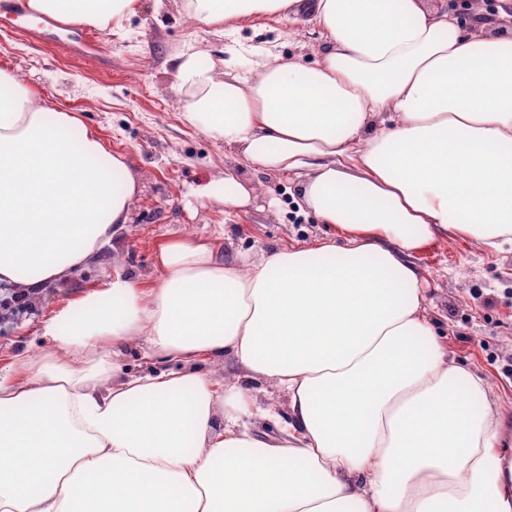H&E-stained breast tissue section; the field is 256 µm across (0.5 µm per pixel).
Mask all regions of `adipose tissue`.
<instances>
[{"instance_id": "1", "label": "adipose tissue", "mask_w": 512, "mask_h": 512, "mask_svg": "<svg viewBox=\"0 0 512 512\" xmlns=\"http://www.w3.org/2000/svg\"><path fill=\"white\" fill-rule=\"evenodd\" d=\"M301 0H183L195 22L293 19ZM108 27L139 0H31ZM425 0H316L317 58L175 57L189 124L299 179L336 230L259 261L162 244L151 287L113 272L44 319L0 373V512H512L488 385L427 316L413 257L451 235L512 241V35ZM140 185L99 128L0 70V285L63 282L131 222ZM139 343L163 369L119 379ZM233 359L241 377L217 373ZM288 428L242 430L241 378ZM250 389L256 405L262 410H271L272 416H263L262 412L246 420L251 432L268 439L277 437L288 426V400L275 386L261 381H251L245 384Z\"/></svg>"}]
</instances>
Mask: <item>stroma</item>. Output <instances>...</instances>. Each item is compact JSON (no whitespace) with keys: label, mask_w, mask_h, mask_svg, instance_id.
Masks as SVG:
<instances>
[{"label":"stroma","mask_w":512,"mask_h":512,"mask_svg":"<svg viewBox=\"0 0 512 512\" xmlns=\"http://www.w3.org/2000/svg\"><path fill=\"white\" fill-rule=\"evenodd\" d=\"M111 33L105 62L94 69L60 54L50 40L37 42L0 25V69L15 71L55 105L101 128L110 151L126 156L142 188L131 224L77 275L28 294L26 312L0 309L1 371L18 353H41V322L113 270L145 286L156 282V253L164 242L215 238L229 262L303 247L329 231L298 210L294 176L249 169L235 149L189 125L174 88L173 60L186 46L215 57L235 44L269 42L282 58L310 56L315 41L307 25L266 17L227 36L190 21L181 0H140L138 11ZM224 176L258 191L242 207L199 196V188ZM413 264L427 315L449 358L486 378L489 399L512 413V243L489 253L451 236L422 251ZM249 389L259 408L247 421L251 432L281 435L288 426L286 396L261 381L250 382Z\"/></svg>","instance_id":"1"}]
</instances>
